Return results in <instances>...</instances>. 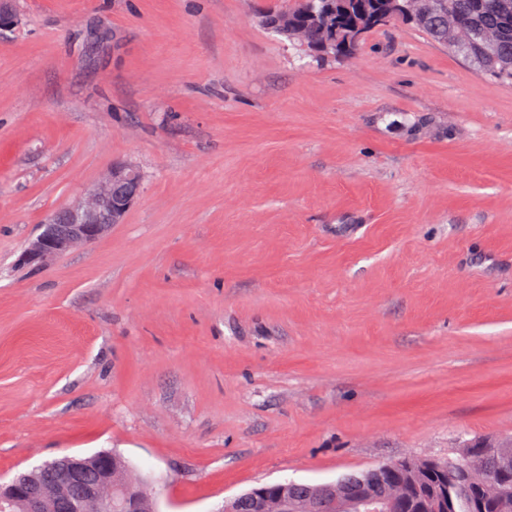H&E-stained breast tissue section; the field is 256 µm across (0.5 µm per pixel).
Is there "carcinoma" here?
<instances>
[{
  "label": "carcinoma",
  "instance_id": "obj_1",
  "mask_svg": "<svg viewBox=\"0 0 512 512\" xmlns=\"http://www.w3.org/2000/svg\"><path fill=\"white\" fill-rule=\"evenodd\" d=\"M385 0H296L294 6L261 16L267 27L287 20L297 27L288 35L308 45L324 41L342 42L343 56L353 55L376 26L364 22L354 33L361 12L374 13ZM400 9L390 13L391 20L414 24L435 42L450 41L448 50L465 57L485 76L501 84H512V0H432L434 11L426 20L418 15L420 0H396ZM497 449L468 444L457 458L438 465L455 472L466 481L473 479L475 494L484 512H512V477L500 476L495 455ZM391 479L401 483L408 500H428L440 489V478L431 469L434 460L405 459ZM346 488L354 490L362 483H380L370 471L340 478Z\"/></svg>",
  "mask_w": 512,
  "mask_h": 512
}]
</instances>
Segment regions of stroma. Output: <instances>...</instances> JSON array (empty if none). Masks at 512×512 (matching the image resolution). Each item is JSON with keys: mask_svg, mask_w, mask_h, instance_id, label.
Returning <instances> with one entry per match:
<instances>
[{"mask_svg": "<svg viewBox=\"0 0 512 512\" xmlns=\"http://www.w3.org/2000/svg\"><path fill=\"white\" fill-rule=\"evenodd\" d=\"M293 0H11L0 482L99 451L161 512L512 440V86L410 24L349 58ZM142 194L21 265L112 165Z\"/></svg>", "mask_w": 512, "mask_h": 512, "instance_id": "35a3bbf8", "label": "stroma"}]
</instances>
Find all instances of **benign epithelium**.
<instances>
[{
    "label": "benign epithelium",
    "instance_id": "1",
    "mask_svg": "<svg viewBox=\"0 0 512 512\" xmlns=\"http://www.w3.org/2000/svg\"><path fill=\"white\" fill-rule=\"evenodd\" d=\"M140 175L128 165H115L98 183L70 206L47 215L40 234L21 257L27 265H38L57 257L73 245H92L103 237L137 201L141 192ZM118 464L114 453L93 456H66L47 471L49 489L34 481L18 486L0 483V512H86L101 506H112V477ZM298 484L277 482L271 489L256 490L233 501L224 502V512H236L248 502L250 512H408L400 485L389 479L385 492L375 496L361 489L349 493L342 484L325 486L309 503L296 497ZM122 512H142L147 498L145 485L128 480L121 487Z\"/></svg>",
    "mask_w": 512,
    "mask_h": 512
}]
</instances>
